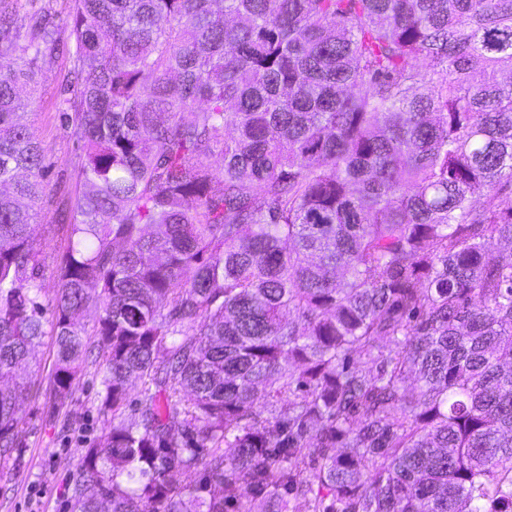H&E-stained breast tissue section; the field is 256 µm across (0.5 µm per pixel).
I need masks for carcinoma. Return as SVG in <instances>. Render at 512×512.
<instances>
[{
    "instance_id": "1",
    "label": "carcinoma",
    "mask_w": 512,
    "mask_h": 512,
    "mask_svg": "<svg viewBox=\"0 0 512 512\" xmlns=\"http://www.w3.org/2000/svg\"><path fill=\"white\" fill-rule=\"evenodd\" d=\"M72 2L45 304L59 27L0 0V377L50 335L62 408L95 349L110 415L71 512H512V0ZM69 64L62 56L47 58L39 71L35 87L29 89L30 109L34 131L44 149L43 181L45 195L36 203L38 213L34 224H53L36 227V247L43 270L46 304L55 289L54 272L67 246L66 232L76 189L74 163L80 154V144L63 117L62 101L72 96L73 84L66 82ZM45 228V229H44Z\"/></svg>"
}]
</instances>
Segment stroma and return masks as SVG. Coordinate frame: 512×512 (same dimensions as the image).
<instances>
[{
  "mask_svg": "<svg viewBox=\"0 0 512 512\" xmlns=\"http://www.w3.org/2000/svg\"><path fill=\"white\" fill-rule=\"evenodd\" d=\"M67 70L64 57L46 59L29 90L34 131L44 149L45 194L35 206V235L49 296L67 246L63 226L77 195L73 168L80 147L66 127L62 105L72 90ZM53 360V339L47 336L32 353L31 372L19 376L29 386L21 406L23 446L18 453L0 456V512H70L71 488L85 448L105 444L103 392L94 360L86 359L71 402L59 411L53 406L49 381Z\"/></svg>",
  "mask_w": 512,
  "mask_h": 512,
  "instance_id": "1",
  "label": "stroma"
}]
</instances>
